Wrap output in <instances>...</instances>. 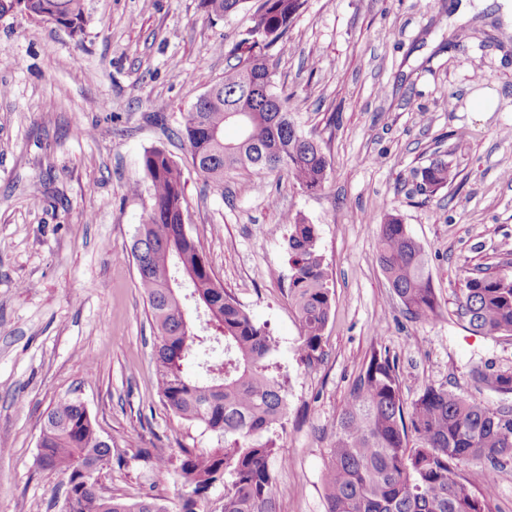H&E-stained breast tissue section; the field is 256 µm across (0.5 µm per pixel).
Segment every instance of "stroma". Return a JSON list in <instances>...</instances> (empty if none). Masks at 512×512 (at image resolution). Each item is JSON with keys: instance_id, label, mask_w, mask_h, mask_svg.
Here are the masks:
<instances>
[{"instance_id": "1", "label": "stroma", "mask_w": 512, "mask_h": 512, "mask_svg": "<svg viewBox=\"0 0 512 512\" xmlns=\"http://www.w3.org/2000/svg\"><path fill=\"white\" fill-rule=\"evenodd\" d=\"M307 0L292 51L274 56L288 110L328 161L322 189L282 170H232L223 187L192 167L180 131L224 75L260 0L208 17L200 0H88L81 39L20 13L0 17V512H62L66 483L36 467L43 418L60 398L86 405L119 465L104 492L151 494L177 512L182 451L217 438L162 403L154 333L131 244L152 205L143 156L183 170L188 235L216 277L276 342L288 415L272 460L279 512H326L321 479L347 393L372 352L398 365L405 401L425 387L476 399V366L512 370V337L470 332L458 314L464 267L512 262V24L501 0ZM490 89L492 112L469 97ZM454 176L425 196L436 157ZM318 231L333 291L323 355L305 364L288 296L281 214ZM422 245L443 314L403 313L377 255L385 213ZM169 458L153 468L151 455Z\"/></svg>"}]
</instances>
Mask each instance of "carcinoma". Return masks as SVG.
I'll return each instance as SVG.
<instances>
[{"label":"carcinoma","mask_w":512,"mask_h":512,"mask_svg":"<svg viewBox=\"0 0 512 512\" xmlns=\"http://www.w3.org/2000/svg\"><path fill=\"white\" fill-rule=\"evenodd\" d=\"M306 0H261L246 37L229 52L234 63L224 78L187 112L183 136L193 167L220 186L229 170L284 169L306 191L327 179L320 146L298 129L288 96L268 84L279 103L272 109L254 96L251 83L274 74L270 51L289 48L288 29ZM243 0H201L215 18L236 11ZM29 17L84 33L87 0H25ZM227 125L236 140L224 139ZM153 205L132 244L138 288L146 297L156 332L153 360L161 400L175 416L205 426L224 441L209 452L183 450L180 475L192 487L179 512H200L198 502L224 484V512H278L269 463L278 457L276 428L287 417L285 383L270 372L275 340L224 289L199 241L184 228L182 171L163 149L143 157ZM448 161L436 159L418 172L419 191L433 195L448 185ZM289 294L300 326L302 359L322 356L323 333L332 309L328 274L319 254L317 230L299 214L286 213ZM379 263L406 317L426 322L441 315L422 246L398 215L380 224ZM195 315L188 313L187 300ZM459 314L486 337L512 336V272L478 264L465 278ZM195 361L198 374L186 372ZM480 389L512 395V370L475 367ZM42 469L67 479V512H170L146 494L127 503L77 482L78 467L98 461L112 469V445L99 435L85 405L58 400L46 413L38 440ZM463 460L478 467L464 480ZM512 464V405L476 402L462 393L428 386L405 401L395 359L385 351L370 357L350 388L340 413L322 476L327 512H492L478 485Z\"/></svg>","instance_id":"carcinoma-1"}]
</instances>
